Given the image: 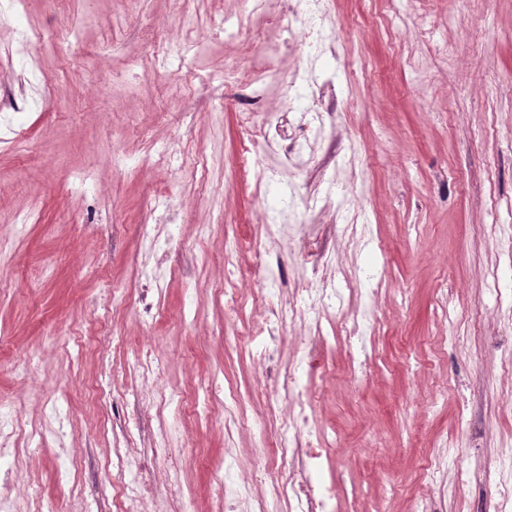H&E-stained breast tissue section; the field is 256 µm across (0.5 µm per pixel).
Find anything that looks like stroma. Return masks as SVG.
Returning a JSON list of instances; mask_svg holds the SVG:
<instances>
[{
	"mask_svg": "<svg viewBox=\"0 0 512 512\" xmlns=\"http://www.w3.org/2000/svg\"><path fill=\"white\" fill-rule=\"evenodd\" d=\"M96 10L69 55L53 47L52 0H19L20 19L45 34L26 53L0 25V84L22 107L18 127L0 123V420L33 440L12 473L29 512H102L113 451L136 429L169 435L184 494L211 512L225 450L248 467L273 459L280 418L256 420L265 385L301 351L299 334L318 332L331 342L300 386L319 395L310 425L336 443L324 472L343 512H407L425 454L442 451L434 512H477L479 473L512 455V0H326L337 50L315 77L334 84L336 110L321 130L289 128L306 142L302 170L243 163L233 97L205 106L199 76L236 59L212 30L238 0ZM135 14L174 43L200 36L178 74L151 57ZM105 38L111 54L95 62ZM111 70L136 77L113 86ZM176 136L181 158L158 157ZM285 205L292 241L275 243L258 219ZM229 236L260 248L225 263ZM157 264L163 309L147 328L106 289L138 299ZM323 284L335 319L302 311L305 329L288 326L255 366L260 304ZM228 288L243 306L225 310ZM369 311L376 325L341 343ZM148 340L164 401L135 423ZM108 378L109 396L91 400ZM231 392L228 429L213 404Z\"/></svg>",
	"mask_w": 512,
	"mask_h": 512,
	"instance_id": "obj_1",
	"label": "stroma"
}]
</instances>
